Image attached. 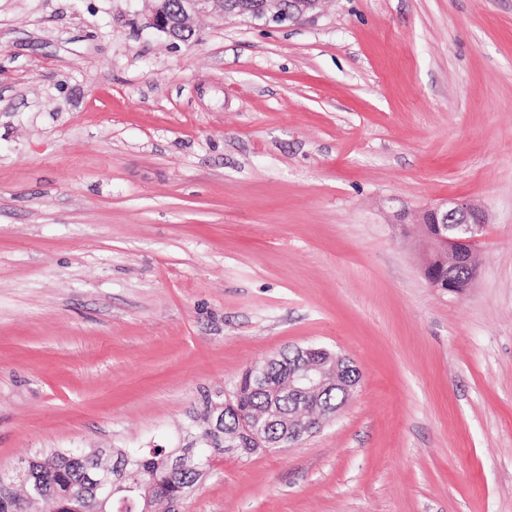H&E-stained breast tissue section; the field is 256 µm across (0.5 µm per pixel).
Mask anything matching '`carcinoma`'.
Returning <instances> with one entry per match:
<instances>
[{"instance_id":"1","label":"carcinoma","mask_w":512,"mask_h":512,"mask_svg":"<svg viewBox=\"0 0 512 512\" xmlns=\"http://www.w3.org/2000/svg\"><path fill=\"white\" fill-rule=\"evenodd\" d=\"M295 369L290 352L283 353L281 362L272 366L262 364L247 369L235 386L236 409L224 415L223 428L202 432L195 457L181 468L174 465L180 455L175 448H130L108 457L93 449L52 451L33 459L23 478L5 477L0 481V512H28L38 500L51 503L52 512H97L102 507L107 512H142V492L147 484L155 487L154 502L171 493L188 494L209 466L211 451L224 450V436L235 432L240 420L261 413L271 402L270 387L284 384ZM130 471L137 473L139 480L116 484L112 500L105 505L99 503L101 494L90 475L100 480ZM30 484L39 486L42 495L30 497Z\"/></svg>"}]
</instances>
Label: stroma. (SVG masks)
I'll list each match as a JSON object with an SVG mask.
<instances>
[{
  "mask_svg": "<svg viewBox=\"0 0 512 512\" xmlns=\"http://www.w3.org/2000/svg\"><path fill=\"white\" fill-rule=\"evenodd\" d=\"M487 232L432 287L411 216ZM360 372L320 431L155 512H512V0H326L291 27L0 0V471L172 448L281 350Z\"/></svg>",
  "mask_w": 512,
  "mask_h": 512,
  "instance_id": "obj_1",
  "label": "stroma"
}]
</instances>
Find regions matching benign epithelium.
<instances>
[{
    "label": "benign epithelium",
    "mask_w": 512,
    "mask_h": 512,
    "mask_svg": "<svg viewBox=\"0 0 512 512\" xmlns=\"http://www.w3.org/2000/svg\"><path fill=\"white\" fill-rule=\"evenodd\" d=\"M150 13L149 25L173 41H184V36L195 32L194 20L214 12L223 17L238 16L234 8L224 5V0H181L178 10L167 8L165 0H144ZM322 0H299L296 9L286 10L277 0H266L253 11L251 19L265 23L300 24L312 20ZM415 223L422 226L428 240L429 252L424 259V272L428 281L436 288L458 293L471 287L478 272L463 276L462 271L476 264L475 253L483 237L486 224L479 207L467 199H451L434 208L414 216ZM312 346L293 349L294 358L300 361L299 370L288 378V392L303 400H316L332 387H342L352 393L357 385L342 374L345 357L331 354L324 361L313 362L309 358ZM321 415L299 426L293 418L285 420L276 403L269 404L265 413L251 421H244L238 430L226 438L228 447H235L236 440L245 437L253 446L275 449L286 448L299 441L313 427L321 426ZM282 423V433L277 439L267 434V427L273 422Z\"/></svg>",
    "instance_id": "obj_1"
}]
</instances>
